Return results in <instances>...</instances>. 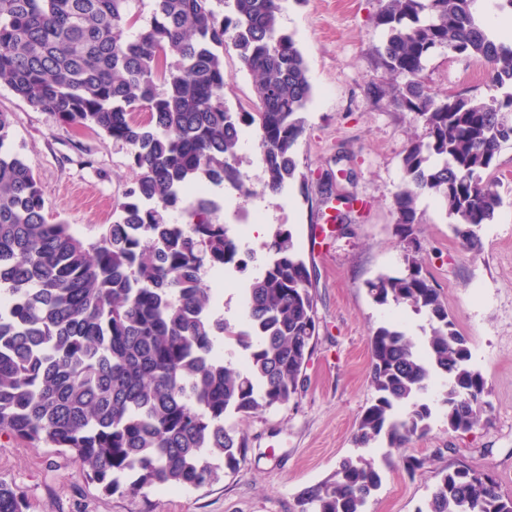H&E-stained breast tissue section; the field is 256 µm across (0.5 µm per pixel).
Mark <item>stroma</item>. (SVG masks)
<instances>
[{
	"label": "stroma",
	"mask_w": 512,
	"mask_h": 512,
	"mask_svg": "<svg viewBox=\"0 0 512 512\" xmlns=\"http://www.w3.org/2000/svg\"><path fill=\"white\" fill-rule=\"evenodd\" d=\"M381 6L382 0H289L281 26L302 50L313 88L306 133L298 145L307 182L280 195L260 194L258 140L251 133L239 156L255 195L246 197L227 186L213 192L220 222L234 227L239 213L262 214V232L242 227L254 248L262 247L275 225L290 226L316 269L319 336L298 398L261 414L232 417V425L247 438L245 462L189 490L109 494L81 477L70 452L2 434L0 482L22 492L26 512H298V494L354 452L357 420L374 398L368 381L371 331L398 321L418 337L425 325L424 317L409 308L375 303L366 287L379 274L404 269L394 198L402 183L404 152L424 132L412 114L386 107L371 91L372 85L391 80L373 55L385 37L377 23ZM477 66L474 59L439 51L429 57L422 76L442 95L495 94L487 74L471 78ZM0 111L12 115L8 142L33 166L48 221H65L82 238L96 240L132 182L128 146L63 125L4 85ZM339 172L351 176L346 191L367 203L346 235L326 231L330 208L320 194L328 174ZM493 175L502 204L480 231L479 254L461 247L453 217L434 198L420 199L416 227L424 267L487 379L491 409L469 433L449 431L443 412H436L428 434L394 451L367 512H416L438 472L457 461L489 472L501 491L512 495V142L503 145ZM205 281L216 293V311L239 321L244 276L210 274ZM407 457L426 464L407 475Z\"/></svg>",
	"instance_id": "stroma-1"
}]
</instances>
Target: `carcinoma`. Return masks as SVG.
I'll return each mask as SVG.
<instances>
[{
	"label": "carcinoma",
	"instance_id": "carcinoma-1",
	"mask_svg": "<svg viewBox=\"0 0 512 512\" xmlns=\"http://www.w3.org/2000/svg\"><path fill=\"white\" fill-rule=\"evenodd\" d=\"M288 0H0V82L63 124L129 147L133 185L88 242L50 223L33 167L7 143L0 112V433L73 453L81 475L109 493L197 488L235 471L248 443L226 419L284 407L301 392L318 324L312 273L291 229L278 225L243 298L244 321L214 313L207 273L247 271L238 234L212 218L203 196L232 186L243 130H255L263 189L305 185L297 146L312 86L304 56L280 19ZM477 0H384L378 65L405 78L373 87L414 115L423 135L402 158L395 196L405 271L367 282L378 304L426 316L414 338L398 323L369 338L374 402L354 444L324 480L297 497L298 512H367L382 483L363 454L378 441L400 448L430 429L432 382L443 379L448 430L465 433L487 412V380L471 364L439 289L423 272L417 202L440 200L471 253L502 204L486 178L512 142V91L440 96L421 73L443 49L483 64L494 87L512 82V43L491 38ZM150 5L149 16L143 7ZM253 77L255 109L225 102L224 50ZM176 55L168 61L167 53ZM145 118H139L140 113ZM336 216L350 231L352 205ZM173 210L184 224L168 222ZM0 483V512H24ZM417 512H512L487 472L453 463Z\"/></svg>",
	"mask_w": 512,
	"mask_h": 512
}]
</instances>
